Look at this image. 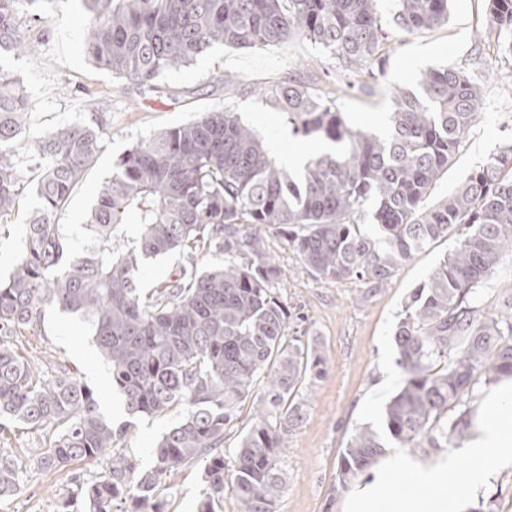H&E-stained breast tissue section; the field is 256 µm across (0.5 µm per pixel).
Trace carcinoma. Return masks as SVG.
Masks as SVG:
<instances>
[{"mask_svg":"<svg viewBox=\"0 0 512 512\" xmlns=\"http://www.w3.org/2000/svg\"><path fill=\"white\" fill-rule=\"evenodd\" d=\"M40 0H0V57L34 56L20 15ZM485 34L512 53V0H487ZM84 51L98 67L154 90L163 74L190 66L217 42L265 49L293 35L336 56L349 70L383 67L389 38L374 0H82ZM449 0H395L397 33L448 21ZM296 135L327 149L297 171L229 110L165 128L133 146L97 190L88 243L73 252L57 223L74 186L95 164L109 126L103 112L22 137L29 109L17 79L0 63V223L32 199L23 247L0 281V431L8 424L52 430L33 454L41 471L106 461L91 480L72 474L58 512H164L158 490L180 465L203 463L199 512H221L226 478L240 512H276L284 483L280 451L303 419L308 390L327 373L315 338L288 333L283 273L263 226L318 280H358L362 299L379 293L397 266L435 240L456 246L414 289L394 343L403 385L384 412L386 437L364 426L343 448L342 487L359 479L388 443L427 453L464 439L476 405L475 378L512 377V315L481 314L480 287L512 255V144L472 171L435 206L420 204L448 169L483 107L469 73L443 66L393 97L388 133L347 125L334 92L298 70L255 90ZM35 173L27 181L23 167ZM369 219L374 230L361 229ZM175 252L224 261L194 263L171 281L142 287L151 260ZM58 308L89 327L107 362L112 389L132 418L179 406L182 419L156 443L142 470L119 446L130 431L102 410L93 388L63 365L35 372L13 339L38 331ZM254 421L228 460L226 433L254 391ZM451 406L458 414L445 418ZM19 467L0 456V497L19 491Z\"/></svg>","mask_w":512,"mask_h":512,"instance_id":"cac0c4a2","label":"carcinoma"}]
</instances>
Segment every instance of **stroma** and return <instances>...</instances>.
Returning <instances> with one entry per match:
<instances>
[{
	"instance_id": "35a3bbf8",
	"label": "stroma",
	"mask_w": 512,
	"mask_h": 512,
	"mask_svg": "<svg viewBox=\"0 0 512 512\" xmlns=\"http://www.w3.org/2000/svg\"><path fill=\"white\" fill-rule=\"evenodd\" d=\"M376 10L383 30L390 34L382 70H346L330 52L300 36L261 50L219 43L189 67L159 77L152 92L113 77L87 58L82 50L87 23L80 0H53L39 22L23 16L27 36L38 43V57L15 55L9 57L8 65L30 105L26 138L79 122L90 112L109 117L99 157L84 181L74 187L60 218L76 248L86 244L84 224L96 202V191L111 176L118 158L137 141L193 121L202 113L224 108L235 112L275 158L293 147L307 148L312 157L320 154L322 143L293 134L282 113L241 88L245 82L270 86L300 66L338 89V104L352 128L377 134L388 127L391 94L414 86L428 69L459 66L483 86V110L426 196V206L447 196L472 170L512 143V54L483 37L486 0H451L446 24L401 37L395 34L393 0H376ZM361 83L378 85L381 96L365 97L357 89ZM263 234L283 270L289 329L316 337L328 365L326 378L314 387L304 418L282 451L285 482L277 512H343L348 490L338 485L339 455L359 426L357 415L366 395L385 379L378 364V331L403 280L424 255L416 253L401 264L379 294L364 300L358 294L359 281L315 280L285 248L275 228H264ZM15 345L35 367L60 363L78 370L98 391L105 413L115 422L125 421L108 365L80 318L47 311L37 335L18 337ZM181 416V408L176 407L135 419L123 444L141 467L152 466L156 440ZM45 437L44 430L27 426L0 434V455L17 460L22 468L21 489L0 498V512H57L58 493L68 484V472L46 474L28 461L29 450L44 447ZM202 468L199 462L185 464L168 477L167 512H197Z\"/></svg>"
}]
</instances>
